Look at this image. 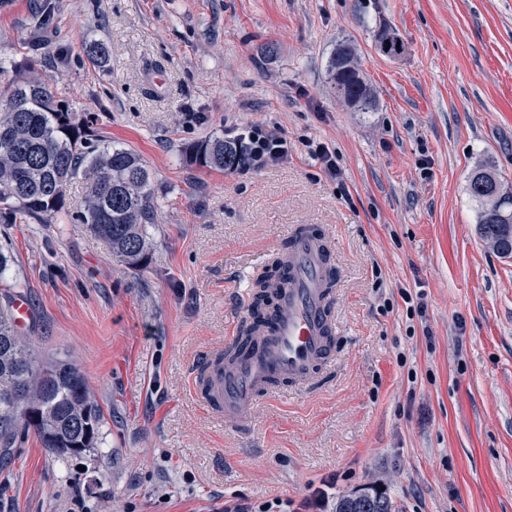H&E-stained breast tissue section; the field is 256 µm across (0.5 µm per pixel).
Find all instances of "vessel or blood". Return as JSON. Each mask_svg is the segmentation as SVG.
<instances>
[{
  "mask_svg": "<svg viewBox=\"0 0 512 512\" xmlns=\"http://www.w3.org/2000/svg\"><path fill=\"white\" fill-rule=\"evenodd\" d=\"M329 253L327 238L296 229L281 256L290 281L277 291L272 324L256 329L244 353L226 360L214 352L199 360L195 393L214 417L246 425L272 385H307L317 378L332 333Z\"/></svg>",
  "mask_w": 512,
  "mask_h": 512,
  "instance_id": "obj_1",
  "label": "vessel or blood"
}]
</instances>
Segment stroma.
<instances>
[{
    "label": "stroma",
    "instance_id": "1",
    "mask_svg": "<svg viewBox=\"0 0 512 512\" xmlns=\"http://www.w3.org/2000/svg\"><path fill=\"white\" fill-rule=\"evenodd\" d=\"M383 27L402 55L378 51ZM342 40L378 111L337 102ZM30 56L91 137L141 156L157 206L140 276L72 221L82 179L64 214L0 223V305L26 297L36 354L71 359L103 413L95 448L66 463L31 431L0 447V512H224L323 486V512L366 487L393 512H512V257L480 238L467 192L481 162L512 185V0H9L0 96ZM249 124L287 136L286 164L186 161ZM303 224L336 239L333 359L260 399L249 426L215 420L192 368L249 322L243 288Z\"/></svg>",
    "mask_w": 512,
    "mask_h": 512
}]
</instances>
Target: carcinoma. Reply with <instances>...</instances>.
Returning a JSON list of instances; mask_svg holds the SVG:
<instances>
[{
    "instance_id": "obj_1",
    "label": "carcinoma",
    "mask_w": 512,
    "mask_h": 512,
    "mask_svg": "<svg viewBox=\"0 0 512 512\" xmlns=\"http://www.w3.org/2000/svg\"><path fill=\"white\" fill-rule=\"evenodd\" d=\"M387 31L377 49L397 56L404 46ZM92 64L109 58L105 42L86 47ZM328 75L337 97L354 112H374L376 96L356 66L355 48L340 42L332 52ZM91 117L72 111L57 92L35 76L34 63L25 64L6 100L0 99V222L11 224L22 214L42 222L64 208L62 185L82 176L89 185L84 209L75 218L91 225L129 268L140 272L151 258L144 226L152 223L156 193L139 154L106 140L89 141ZM186 160L200 168L233 172L245 159L233 142L222 137L198 140L185 148ZM467 190L478 203V232L499 254L512 256V188L485 165L467 176ZM285 279L275 263L256 283L252 315L271 309L270 282ZM102 411L93 400L86 378L66 358L42 362L30 337L21 334L6 308H0V445L7 448L19 430H33L43 448L72 459L94 448ZM336 512H392L390 500L373 491L359 502L343 498Z\"/></svg>"
}]
</instances>
